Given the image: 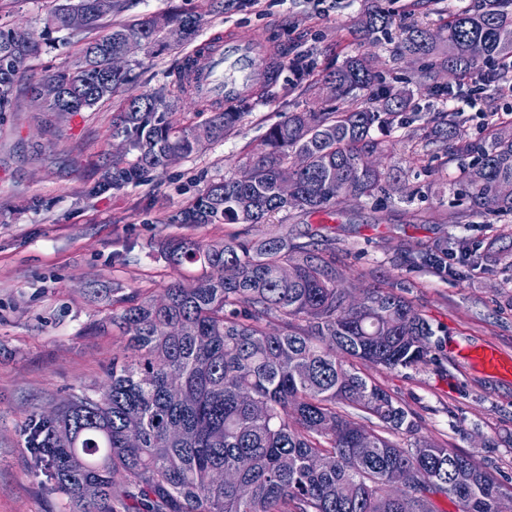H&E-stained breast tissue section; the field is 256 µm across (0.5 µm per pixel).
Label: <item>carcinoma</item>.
<instances>
[{
  "instance_id": "1",
  "label": "carcinoma",
  "mask_w": 512,
  "mask_h": 512,
  "mask_svg": "<svg viewBox=\"0 0 512 512\" xmlns=\"http://www.w3.org/2000/svg\"><path fill=\"white\" fill-rule=\"evenodd\" d=\"M122 9V0H64L48 29L69 31L71 14L80 11L91 30ZM200 22L199 15L170 12L112 25L87 44L74 70L42 79L64 94L44 111L73 114L120 92L134 76L130 68L110 70V55L130 39L146 49L180 46ZM390 25L379 9L359 20L375 39ZM40 49L35 39L14 45L11 30L0 28V112L11 109L14 83ZM401 51L428 59L431 71L453 75L460 86L507 83L512 0H471L448 12L436 33L410 25ZM325 82L336 86L337 100L359 96L365 104L288 113L239 174L207 185L170 223L264 224L290 208L326 212L344 196L373 198L386 192V176L367 160L416 119L425 143L443 144L456 163L442 186L488 221L512 217V193L501 190L512 186L511 120L490 121L471 137L458 110L410 112L414 92L383 85L362 54ZM252 105L247 95L201 124L181 125L164 91L127 97L112 118V137L127 142V154L112 158L96 188L119 191L166 169L172 155L187 158L207 141L224 140ZM299 154L307 158L302 170L293 164ZM285 178L295 186L291 201L278 194ZM452 255L448 238H438L404 264L446 277ZM166 257L203 274L168 285L160 301L112 289V327L128 337L131 355L112 357L100 395H76L50 419L31 416L25 428L31 467L74 512H438L440 497L455 499L459 512H497L500 496L512 492L444 442L419 437L403 448L391 439L418 433L414 414L358 365L417 370L433 360L436 331L405 297L408 280L393 276L348 307L346 270L335 252L286 233L208 247L182 241ZM285 266L289 278L280 277ZM273 316L282 321L276 334L265 327ZM254 400L266 414L251 411ZM351 408L370 425L356 421ZM130 417L141 424L134 443L125 431ZM62 433L71 436L66 447ZM402 469L409 487L392 494L389 484ZM226 473L231 480L217 481ZM87 484L96 486L95 496L84 494Z\"/></svg>"
}]
</instances>
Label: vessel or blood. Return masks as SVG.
Instances as JSON below:
<instances>
[{"mask_svg": "<svg viewBox=\"0 0 512 512\" xmlns=\"http://www.w3.org/2000/svg\"><path fill=\"white\" fill-rule=\"evenodd\" d=\"M188 58L196 90L206 97L230 103L246 91L255 71L264 67L266 50L257 39L250 42L229 39L203 52L192 51ZM477 359L486 368L512 373V361L503 358L493 347L483 348Z\"/></svg>", "mask_w": 512, "mask_h": 512, "instance_id": "obj_1", "label": "vessel or blood"}]
</instances>
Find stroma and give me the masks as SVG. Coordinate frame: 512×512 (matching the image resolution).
Wrapping results in <instances>:
<instances>
[{"label": "stroma", "mask_w": 512, "mask_h": 512, "mask_svg": "<svg viewBox=\"0 0 512 512\" xmlns=\"http://www.w3.org/2000/svg\"><path fill=\"white\" fill-rule=\"evenodd\" d=\"M60 0H0V25L41 38ZM451 0H126L101 28L31 56L13 93L11 111L0 114V512H69L61 494L45 489L28 465L23 430L33 413L57 408L72 395L99 393L113 357L126 339L101 330L112 314V287L146 296L199 274L164 256L166 243L209 245L241 234L257 239L286 227L299 241L335 250L355 297L397 275L402 251L419 252L444 234L459 233L470 247L495 241L507 258L442 277L410 271L408 296L433 327L447 329L435 359L416 371L389 372L366 364L367 379L416 413L421 435L438 439L499 476L512 479V377L481 370L464 352L490 345L512 359V218L487 223L466 215V203L442 189L444 153L397 132L391 152L401 170L389 199H344L320 214L288 209L267 223L189 225L169 218L212 181L238 174L267 129L285 113L320 111L335 104L321 79L360 52L373 56L384 84L426 83V63L401 56L400 27L415 21L437 28ZM379 7L392 19L386 35L365 40L354 26L360 13ZM202 17L191 45L139 51L129 94L152 92L173 78L192 48L232 37H264L277 54L278 79L221 142L122 190L97 193L96 173L118 147L112 116L119 98L65 117L42 112L33 88L50 72L74 67L84 44L112 24L170 9ZM309 74L298 80L297 66ZM512 111V92L490 87L466 107V130L476 136L489 112Z\"/></svg>", "instance_id": "stroma-1"}]
</instances>
